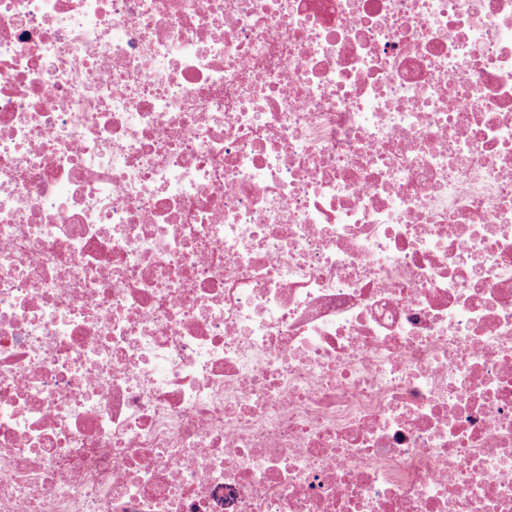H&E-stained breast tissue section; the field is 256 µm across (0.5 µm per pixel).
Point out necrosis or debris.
<instances>
[{
  "mask_svg": "<svg viewBox=\"0 0 512 512\" xmlns=\"http://www.w3.org/2000/svg\"><path fill=\"white\" fill-rule=\"evenodd\" d=\"M0 512H512V0H0Z\"/></svg>",
  "mask_w": 512,
  "mask_h": 512,
  "instance_id": "necrosis-or-debris-1",
  "label": "necrosis or debris"
}]
</instances>
